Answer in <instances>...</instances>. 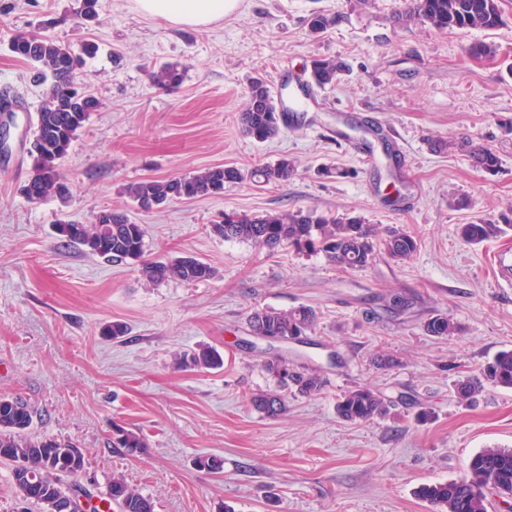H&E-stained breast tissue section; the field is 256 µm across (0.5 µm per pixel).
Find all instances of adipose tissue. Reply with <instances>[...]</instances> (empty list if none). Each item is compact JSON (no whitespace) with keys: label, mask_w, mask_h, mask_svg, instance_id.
<instances>
[{"label":"adipose tissue","mask_w":512,"mask_h":512,"mask_svg":"<svg viewBox=\"0 0 512 512\" xmlns=\"http://www.w3.org/2000/svg\"><path fill=\"white\" fill-rule=\"evenodd\" d=\"M140 11L174 25L201 27L223 20L240 6V0H138Z\"/></svg>","instance_id":"obj_1"}]
</instances>
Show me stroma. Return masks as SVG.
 I'll return each instance as SVG.
<instances>
[{
	"label": "stroma",
	"mask_w": 512,
	"mask_h": 512,
	"mask_svg": "<svg viewBox=\"0 0 512 512\" xmlns=\"http://www.w3.org/2000/svg\"><path fill=\"white\" fill-rule=\"evenodd\" d=\"M80 6L0 0V95L21 103L0 155V397L35 409L32 434L82 449L77 483L100 500L112 475H123L155 512H433L416 494L421 485L462 476L481 449L512 448V389L488 383L469 402L456 394L458 380L512 349V288L490 266L494 251L512 248V230L478 245L458 231L512 209V0H500L498 28L448 32L398 23L403 0H242L204 28L145 16L136 0H98L93 21L79 17ZM315 12L338 22L311 33ZM21 32L99 47L77 72L100 106L62 161L70 193L37 203L22 187L46 88L10 50ZM476 40L497 47L494 61L465 57ZM314 58L347 69L317 102L295 106L275 137L244 136L238 115L251 82L292 93ZM165 64L185 69L172 92L149 80ZM438 137L454 148L431 152ZM462 141L495 151L498 172L475 167ZM284 157L297 164L284 183L247 178L152 210L127 192L146 178L218 165L248 174ZM325 166L344 177L322 176ZM458 194L470 208L451 205ZM309 208L407 232L419 248L404 263L379 249L367 267L347 269L213 231L229 211ZM105 209L143 226L145 259L194 256L214 277L151 282L140 264L106 262L55 231L94 224ZM392 294L411 309L380 314ZM300 306L317 314L303 341L270 345L252 334L255 311ZM440 311L457 334L425 333ZM113 321L129 329L122 340L102 334ZM202 346L216 349L223 367L177 366L179 353ZM385 354L394 367L380 366ZM273 356L323 386L286 393L285 412L270 418L250 399L276 390L264 368ZM359 386L385 398L386 417L337 416L338 398ZM117 425L139 432L145 447H113ZM208 455L222 459L220 472L196 467Z\"/></svg>",
	"instance_id": "obj_1"
}]
</instances>
